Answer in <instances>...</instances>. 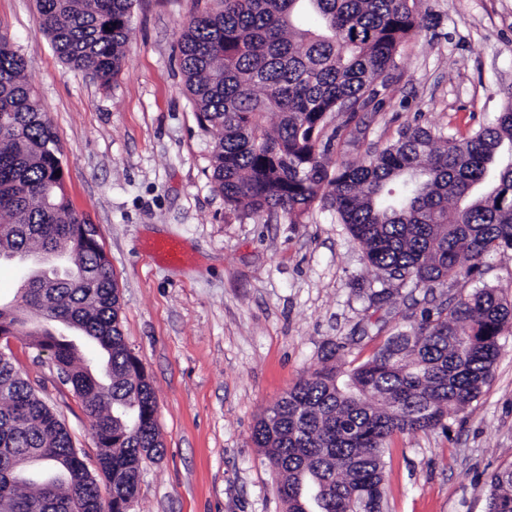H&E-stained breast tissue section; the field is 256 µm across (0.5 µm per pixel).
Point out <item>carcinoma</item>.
<instances>
[{"label": "carcinoma", "mask_w": 512, "mask_h": 512, "mask_svg": "<svg viewBox=\"0 0 512 512\" xmlns=\"http://www.w3.org/2000/svg\"><path fill=\"white\" fill-rule=\"evenodd\" d=\"M424 0H215L190 18L179 64L200 127L215 130V190L227 210L296 224L326 202L382 284L432 289L512 249V97L469 138L407 127L360 163L335 164L349 103L357 117L400 46L424 28ZM38 31L61 61L107 85L121 69L134 0H36ZM25 63L0 35V255L52 252L62 269L26 276L0 325L54 360L81 399L98 475L60 414L0 352V512H135L146 459L163 455L157 401L120 329L119 293L98 241L67 197L57 133ZM271 113L273 128L258 118ZM470 265L462 269L461 258ZM512 299L476 288L426 307L360 365L314 370L252 433L281 476L286 512H381L384 453L477 401L493 376ZM95 347L86 358L80 348ZM487 512H512V467L489 482Z\"/></svg>", "instance_id": "obj_1"}]
</instances>
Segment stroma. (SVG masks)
Returning a JSON list of instances; mask_svg holds the SVG:
<instances>
[{
    "label": "stroma",
    "instance_id": "stroma-1",
    "mask_svg": "<svg viewBox=\"0 0 512 512\" xmlns=\"http://www.w3.org/2000/svg\"><path fill=\"white\" fill-rule=\"evenodd\" d=\"M211 0H136L110 85L66 68L37 29L35 0H0V32L55 127L73 209L93 224L119 289L123 335L152 384L164 455L145 462L137 512H285L278 476L251 435L260 414L311 371L366 361L425 303L487 285L512 294V250L433 292L402 288L373 308L382 275L331 208L299 223L237 217L212 181L178 61L187 20ZM427 27L399 49L377 104L347 121L335 162L358 163L422 126L458 140L512 95V0H425ZM188 258L152 261L157 239ZM64 418L88 468L96 444L80 398L48 355L0 340ZM382 512H486L491 475L512 465V333L478 402L445 425L394 437Z\"/></svg>",
    "mask_w": 512,
    "mask_h": 512
}]
</instances>
